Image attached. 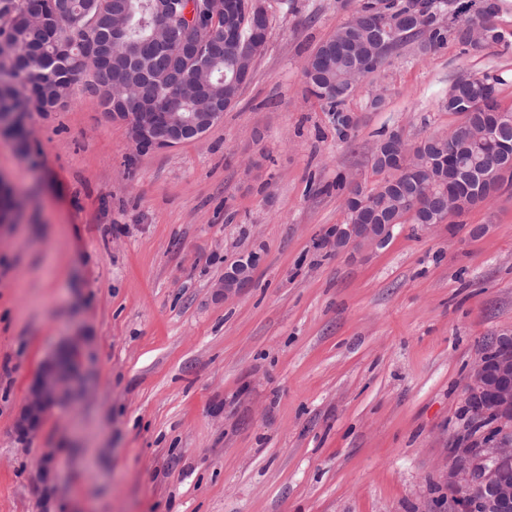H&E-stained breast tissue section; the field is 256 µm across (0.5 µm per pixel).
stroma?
Returning <instances> with one entry per match:
<instances>
[{"mask_svg": "<svg viewBox=\"0 0 512 512\" xmlns=\"http://www.w3.org/2000/svg\"><path fill=\"white\" fill-rule=\"evenodd\" d=\"M252 80L201 140L138 151L86 85L0 132L17 193L0 227V512H453L436 484L477 352L512 331V185L386 247L324 245L340 176L382 180L372 147L459 123L460 71L500 77L505 41L402 43L346 100L340 138L303 64L350 16L340 0H263ZM260 254L223 298L225 265ZM81 347L83 390L20 438L42 361Z\"/></svg>", "mask_w": 512, "mask_h": 512, "instance_id": "obj_1", "label": "stroma"}]
</instances>
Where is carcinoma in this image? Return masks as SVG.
Instances as JSON below:
<instances>
[{
  "label": "carcinoma",
  "instance_id": "obj_1",
  "mask_svg": "<svg viewBox=\"0 0 512 512\" xmlns=\"http://www.w3.org/2000/svg\"><path fill=\"white\" fill-rule=\"evenodd\" d=\"M64 5L54 11L46 0H0V119L12 112L25 116L28 102L38 98L43 111L52 112L70 98L85 76L92 77L90 91L106 112L115 109L119 98L126 111L135 112L149 100L152 111L195 112L188 98L175 109L168 100L189 89L203 86L210 100L222 103L239 96L242 86L234 82V73L241 67L238 48L224 43L223 23H218L206 42L201 57L208 72L189 68L179 79L160 80L147 84L143 75L162 72L179 52L180 30L168 26V15L180 10L188 0H55ZM429 16V29L419 32L432 52L451 36L460 45L467 37L463 29L467 19L454 18L453 25L444 27L443 4L421 0ZM401 4L390 3L385 9L395 22L396 33L390 38L387 52H392L408 38L410 29L398 22ZM126 15L127 55L107 68L95 65L86 55L85 45L94 37L106 45L112 39V24ZM328 48H318L305 60L314 71L308 80V92L322 101L331 112L327 93L339 84L351 80L346 57L354 44L366 40L360 29L342 24L333 35ZM500 79L484 76L465 84L460 96L448 104V111L465 119L475 120L481 112H501L500 129L512 133V108H504L499 100L487 101L486 87L497 86ZM497 135L467 139L451 132L446 137L428 136L421 140L418 178L415 184L396 189L392 198L393 211L408 214L413 224H431L428 210L434 201L448 190V168L432 161L434 155L457 158L465 169L484 170L495 166Z\"/></svg>",
  "mask_w": 512,
  "mask_h": 512
}]
</instances>
